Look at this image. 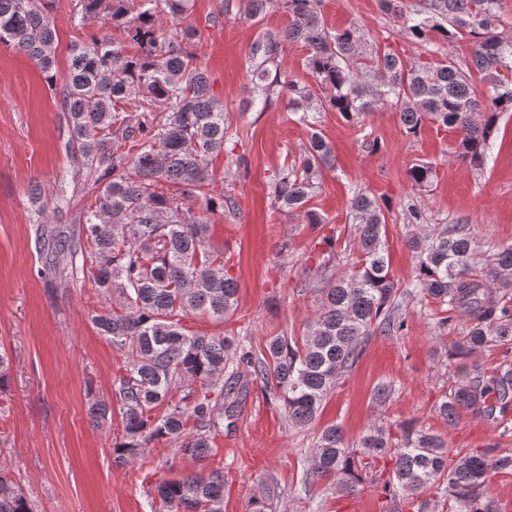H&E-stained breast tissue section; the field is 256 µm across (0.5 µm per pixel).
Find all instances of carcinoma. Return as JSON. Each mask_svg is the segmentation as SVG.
Returning a JSON list of instances; mask_svg holds the SVG:
<instances>
[{"label":"carcinoma","mask_w":512,"mask_h":512,"mask_svg":"<svg viewBox=\"0 0 512 512\" xmlns=\"http://www.w3.org/2000/svg\"><path fill=\"white\" fill-rule=\"evenodd\" d=\"M84 23H101L112 33L91 34L70 47L69 68L56 88L58 31L55 0H0V43L28 55L51 90L58 91L70 137L71 159L93 178L95 202L80 211L81 235L98 259L93 278L106 300L117 297L92 321L112 346L126 353V374L113 394L123 434L112 454L128 463L165 440L199 461L211 452L212 435L233 411L240 393L237 364L251 367L264 392L278 397L294 428L313 427L323 403L356 365L363 344L375 335L394 336L404 327L395 300L404 292L420 304L468 318L463 335L452 342L454 372L438 414L453 423L458 409L478 406L507 411L512 406V360L489 376L466 360L489 349L512 348V244L488 252L475 269L479 241L466 224H436L416 231L409 244L417 254L413 280L401 287L391 275L386 248L385 210L379 199L354 186L351 217L359 259L338 272L317 260L320 303L301 338L269 336L257 355L239 352L228 336L189 334L184 317L204 313L216 321L235 311L238 285L224 258L206 248L211 216L235 207L215 191L208 159L232 141L226 112L211 91L206 71L187 52L199 37L189 21L193 0H71ZM282 3L288 26L265 32L249 45L246 104L265 111L278 97L311 130L299 163L275 173V200L290 213L303 211L307 224L323 217L306 208L319 188L324 168L334 163L332 147L315 125L322 112H337L352 123L377 104L399 114L407 135L427 123L458 133L453 156L475 170L486 167L497 146L500 123L512 114V24L503 20L501 0H379L380 8L412 41L429 45L442 59L417 65L371 43L361 49L362 26L333 32L320 0H219L213 25L233 11L259 18ZM180 22L175 29L169 22ZM473 38L471 60L460 66L448 46L460 35ZM307 50L305 70L317 88L278 71L284 46ZM489 84L480 100L470 73ZM429 162L410 167L415 188L431 182ZM52 263L72 259L80 238L52 234ZM179 399H174L175 395ZM90 414L103 425L112 403L90 398ZM401 436L380 427L356 444L345 443L342 427L331 424L315 435L305 483L318 478L336 492L354 495L377 481L376 463L394 461L382 490L411 498L418 512H499L489 494L494 473L512 472V456L460 450L448 460L442 435L412 425ZM167 512H224V470L200 469L152 488ZM435 499L425 498L427 492ZM274 491L267 486L251 497L248 512H273ZM0 512H32L21 489L0 470Z\"/></svg>","instance_id":"cac0c4a2"}]
</instances>
